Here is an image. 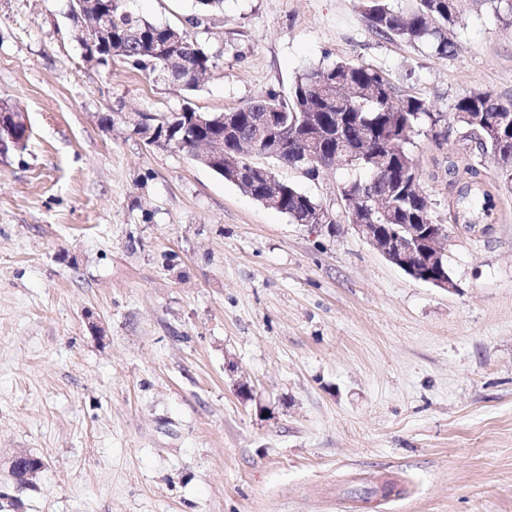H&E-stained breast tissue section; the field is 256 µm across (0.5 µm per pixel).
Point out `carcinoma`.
<instances>
[{
    "instance_id": "carcinoma-1",
    "label": "carcinoma",
    "mask_w": 512,
    "mask_h": 512,
    "mask_svg": "<svg viewBox=\"0 0 512 512\" xmlns=\"http://www.w3.org/2000/svg\"><path fill=\"white\" fill-rule=\"evenodd\" d=\"M369 27L378 35L413 45H424L437 55L454 49V30L458 23V0H414L404 10L394 8L390 0H357ZM224 0H195L196 13L188 19L189 26L157 24L125 9L121 0H105L104 23L111 30L112 44L94 43L100 63H125L140 71H160L162 56L156 47L176 34L184 64L172 73H165L168 82L187 90L198 87L199 79L214 67L221 51H211L198 43L192 29L201 26L206 17L223 9ZM188 105L162 116L169 125L160 145L191 152L200 134L224 139V159L213 171L221 177L235 169L250 171L272 168L252 160L264 156L272 162L303 171L309 177L319 176L321 169L303 158L307 141L317 142L323 156L336 158L339 169L357 170L360 176L337 185V201L341 210H355L364 224H377L384 233L400 230L405 224H433L431 202L423 189H414L405 179V172L419 171L411 152L415 137L422 134V125L433 118L427 102L419 97L397 95L394 84L384 72L371 65L335 61L312 66L296 76L289 100L269 93L243 106L220 113H208L210 127L196 131L188 119ZM271 113L275 122L269 137L280 144L275 154H265L243 143L255 141L257 120ZM512 114V102H503L492 92L466 90L454 107L453 120L464 133V140H477L466 147L465 164H451L457 180L463 182L461 193L482 191L472 199L488 200L480 179L482 158L499 157L504 164L495 168L496 183L512 193V124L496 136L486 128ZM238 189L255 200L274 195L280 197L276 211L288 216L294 224H311L317 214H328V224L337 223L338 215L296 186L275 177L259 179L249 188Z\"/></svg>"
}]
</instances>
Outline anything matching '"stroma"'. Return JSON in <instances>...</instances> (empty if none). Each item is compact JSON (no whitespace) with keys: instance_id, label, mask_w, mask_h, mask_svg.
<instances>
[{"instance_id":"35a3bbf8","label":"stroma","mask_w":512,"mask_h":512,"mask_svg":"<svg viewBox=\"0 0 512 512\" xmlns=\"http://www.w3.org/2000/svg\"><path fill=\"white\" fill-rule=\"evenodd\" d=\"M185 25L194 0H123ZM70 0H0V101L31 137L0 156V487L43 469L17 512H512V194L488 231L445 244L448 292L339 223H290L169 147L135 111L220 113L319 63L387 73L440 125L416 139L441 223L456 192L454 104L512 101V26L460 0L454 52L375 34L356 0H224L196 31L218 50L186 92L89 64ZM278 178L326 204L338 169Z\"/></svg>"}]
</instances>
